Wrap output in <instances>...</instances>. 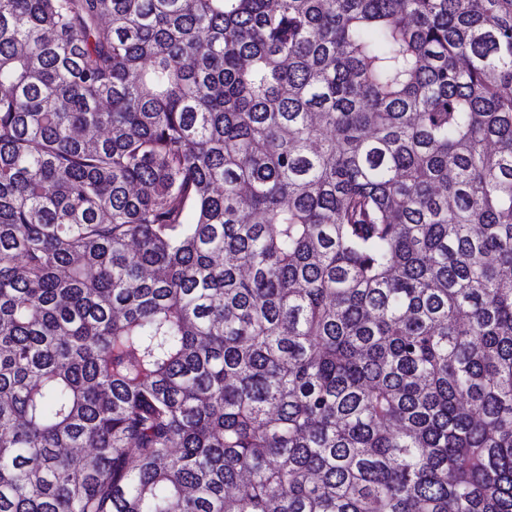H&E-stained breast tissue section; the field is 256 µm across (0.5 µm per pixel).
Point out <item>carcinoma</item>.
<instances>
[{
	"instance_id": "obj_1",
	"label": "carcinoma",
	"mask_w": 512,
	"mask_h": 512,
	"mask_svg": "<svg viewBox=\"0 0 512 512\" xmlns=\"http://www.w3.org/2000/svg\"><path fill=\"white\" fill-rule=\"evenodd\" d=\"M0 512H512V0H0Z\"/></svg>"
}]
</instances>
